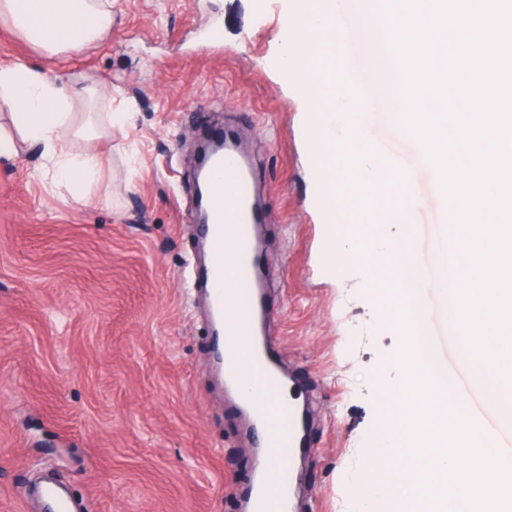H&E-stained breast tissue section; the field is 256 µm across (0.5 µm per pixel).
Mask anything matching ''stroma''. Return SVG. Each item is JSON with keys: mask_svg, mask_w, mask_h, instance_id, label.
<instances>
[{"mask_svg": "<svg viewBox=\"0 0 512 512\" xmlns=\"http://www.w3.org/2000/svg\"><path fill=\"white\" fill-rule=\"evenodd\" d=\"M111 2L110 30L59 54L0 21V64L90 91L74 110L90 113L95 136L61 144L101 163L79 206L41 177L38 152L0 158V512H39L28 492L48 471L83 512H237L255 441L224 397L189 277L201 254L196 148L212 128L235 131L252 161L272 332L313 409L299 512H353L403 338L393 278L371 288L356 268L321 262L300 48L282 37L292 0ZM334 9L353 34L346 65L365 70L367 16L357 0ZM351 120L406 167L411 240L430 283L453 221L440 175L374 96ZM420 304L470 412L498 433L436 289Z\"/></svg>", "mask_w": 512, "mask_h": 512, "instance_id": "stroma-1", "label": "stroma"}]
</instances>
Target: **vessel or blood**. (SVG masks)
<instances>
[{"label": "vessel or blood", "mask_w": 512, "mask_h": 512, "mask_svg": "<svg viewBox=\"0 0 512 512\" xmlns=\"http://www.w3.org/2000/svg\"><path fill=\"white\" fill-rule=\"evenodd\" d=\"M206 185L201 203L208 222L202 227L206 258L200 277L213 321L222 323L224 392L249 421L259 439L258 456L248 485L239 492V512H294L297 460L308 446L306 409L290 394L268 334L269 304L260 266L251 170L232 142L208 156L200 171ZM41 495L50 512H74L56 484Z\"/></svg>", "instance_id": "obj_1"}]
</instances>
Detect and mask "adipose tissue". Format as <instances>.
<instances>
[{
  "instance_id": "obj_1",
  "label": "adipose tissue",
  "mask_w": 512,
  "mask_h": 512,
  "mask_svg": "<svg viewBox=\"0 0 512 512\" xmlns=\"http://www.w3.org/2000/svg\"><path fill=\"white\" fill-rule=\"evenodd\" d=\"M0 15L51 53L82 47L112 26V10L103 0H0ZM78 96V90L49 81L28 65L0 66V112L11 123L10 128L0 127V155L16 154L21 141L35 147L44 160V178L85 204V189L99 172V162L92 155L68 153L60 144L61 131L75 124Z\"/></svg>"
}]
</instances>
